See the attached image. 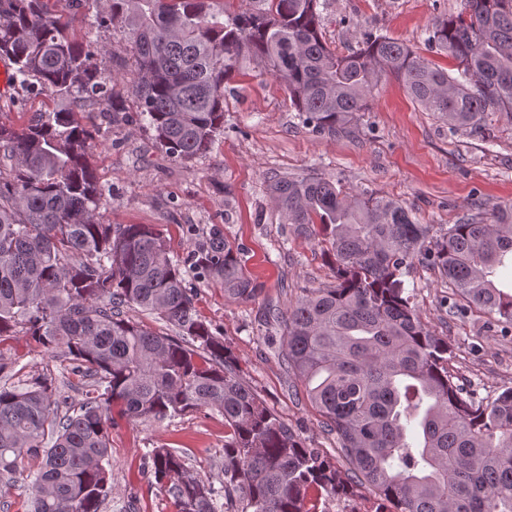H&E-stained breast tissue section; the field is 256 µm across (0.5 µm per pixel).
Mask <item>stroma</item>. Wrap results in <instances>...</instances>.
Here are the masks:
<instances>
[{
	"label": "stroma",
	"mask_w": 512,
	"mask_h": 512,
	"mask_svg": "<svg viewBox=\"0 0 512 512\" xmlns=\"http://www.w3.org/2000/svg\"><path fill=\"white\" fill-rule=\"evenodd\" d=\"M465 0H327V41L339 51L364 33L384 35L411 47L443 69L454 63L426 44L439 18L463 12ZM109 53L108 75L122 113H78L94 143L90 162L105 188L101 213L109 224H152L173 260L190 251L188 227L222 228L241 250L260 288L252 301L226 298L219 285L185 278L196 290L195 307L215 335L239 359L249 388L309 448L336 454V438L304 398L282 356L280 328L260 325L266 304L287 309L303 289L331 283L316 243L290 235L266 192L284 175H318L348 191H368L400 201L418 223L441 228L476 213L512 203V123L500 121L493 140L453 131L434 113L412 102L395 75L382 77L350 133L320 134L302 124L288 91L271 72L244 62L224 93V130L205 156L184 163L164 153L130 93L136 77L132 45L118 27L100 29ZM40 88L11 87L0 97V121L23 128L34 113L53 109ZM405 286L423 322L447 337L452 370L476 397L512 387V326L476 309L452 310L450 292L431 270L417 265ZM0 359L23 376L55 377L68 404L82 401L84 386L68 362L26 338L0 342ZM180 448L189 468L216 479L224 458V418L201 409L163 422L120 423L112 431V497L104 512H175L173 498L150 475L148 454Z\"/></svg>",
	"instance_id": "obj_1"
}]
</instances>
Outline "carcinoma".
Wrapping results in <instances>:
<instances>
[{"label":"carcinoma","instance_id":"obj_1","mask_svg":"<svg viewBox=\"0 0 512 512\" xmlns=\"http://www.w3.org/2000/svg\"><path fill=\"white\" fill-rule=\"evenodd\" d=\"M238 13L214 0H111L87 34H128L131 94L160 147L191 162L224 130V84L245 58L287 89L303 123L336 135L367 108L381 75L463 132L489 138L496 107L512 123V0H466L436 21L426 43L455 62L436 67L406 44L366 33L341 53L323 36L320 0H252ZM107 50L68 34L43 0H0V56L14 81L60 107L18 131L0 121V342L20 336L59 353L89 380L78 408H62L44 375L0 383V481L31 480L33 512H102L112 497L110 436L119 422H162L202 407L224 415V503L185 452L155 448L150 472L169 484L176 512H317V503L369 489L393 512H512V387L476 399L455 382L448 338L419 316L403 277L432 270L467 307L512 325V205L441 234L398 201L345 191L323 177L267 185L284 223L314 239L329 285L306 288L280 325L284 361L336 434L337 457L307 448L244 384L234 352L195 311V290L152 224H105L89 161L92 134L76 113L120 112L103 69ZM189 261L234 300L261 289L241 252L213 226ZM157 315L177 337L125 310ZM40 459L36 474L22 466Z\"/></svg>","mask_w":512,"mask_h":512}]
</instances>
